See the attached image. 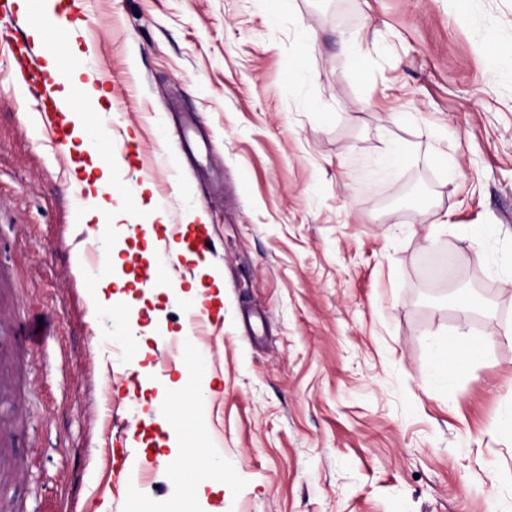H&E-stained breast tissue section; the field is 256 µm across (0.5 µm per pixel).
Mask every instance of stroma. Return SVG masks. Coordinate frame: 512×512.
Instances as JSON below:
<instances>
[{
    "label": "stroma",
    "instance_id": "1",
    "mask_svg": "<svg viewBox=\"0 0 512 512\" xmlns=\"http://www.w3.org/2000/svg\"><path fill=\"white\" fill-rule=\"evenodd\" d=\"M77 101L126 218L88 240L87 192L0 53V320L50 314L0 399V512H512V0H80ZM317 39L303 41L305 31ZM358 38L347 56L340 34ZM393 142L408 158L387 170ZM196 218L224 298L188 333L187 276L145 287L162 223ZM459 224L487 225L476 261ZM138 248L132 308L86 259ZM485 342L435 376L438 336ZM172 369L154 388L144 375ZM212 482L162 458L172 384ZM147 477L130 483L131 466Z\"/></svg>",
    "mask_w": 512,
    "mask_h": 512
}]
</instances>
